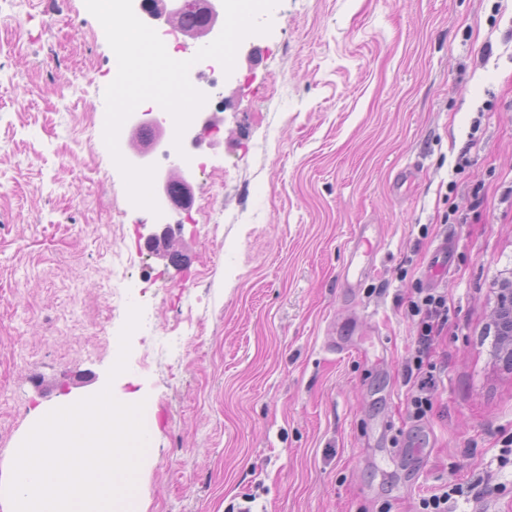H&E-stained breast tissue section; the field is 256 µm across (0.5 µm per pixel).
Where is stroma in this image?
Returning <instances> with one entry per match:
<instances>
[{"mask_svg":"<svg viewBox=\"0 0 512 512\" xmlns=\"http://www.w3.org/2000/svg\"><path fill=\"white\" fill-rule=\"evenodd\" d=\"M270 19L232 73H190L213 122L191 204L150 251L156 218L103 140L102 26L84 0H0V473L40 408L108 385L156 420L144 512H416L476 476L456 512H512V367L491 321L512 272V0H280ZM453 207L463 223H443ZM359 224L380 254L349 291ZM419 287L447 297L448 324L416 422Z\"/></svg>","mask_w":512,"mask_h":512,"instance_id":"obj_1","label":"stroma"}]
</instances>
